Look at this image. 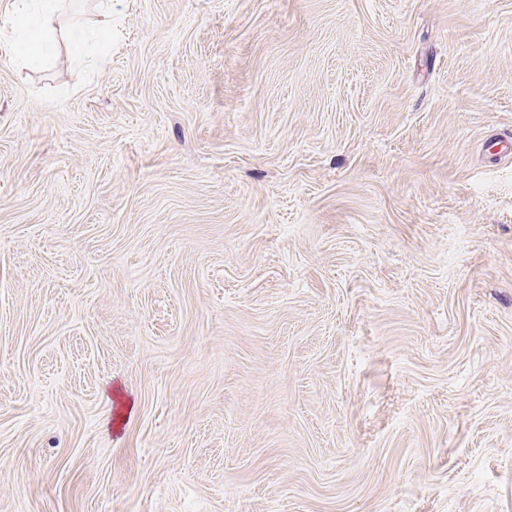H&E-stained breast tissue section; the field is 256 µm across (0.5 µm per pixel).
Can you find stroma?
Here are the masks:
<instances>
[{
    "mask_svg": "<svg viewBox=\"0 0 512 512\" xmlns=\"http://www.w3.org/2000/svg\"><path fill=\"white\" fill-rule=\"evenodd\" d=\"M0 0V512H512V0Z\"/></svg>",
    "mask_w": 512,
    "mask_h": 512,
    "instance_id": "obj_1",
    "label": "stroma"
}]
</instances>
